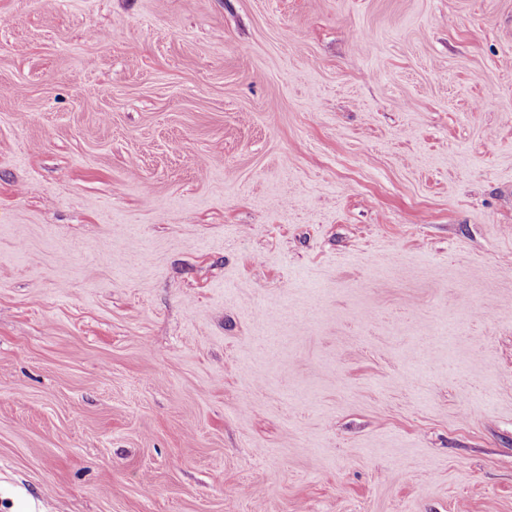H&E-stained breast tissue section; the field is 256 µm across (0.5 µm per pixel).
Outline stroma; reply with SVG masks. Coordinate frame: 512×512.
<instances>
[{"label": "stroma", "mask_w": 512, "mask_h": 512, "mask_svg": "<svg viewBox=\"0 0 512 512\" xmlns=\"http://www.w3.org/2000/svg\"><path fill=\"white\" fill-rule=\"evenodd\" d=\"M0 512H512V0H0Z\"/></svg>", "instance_id": "stroma-1"}]
</instances>
